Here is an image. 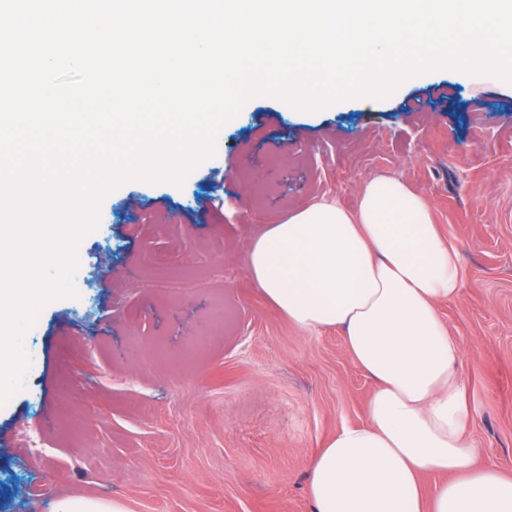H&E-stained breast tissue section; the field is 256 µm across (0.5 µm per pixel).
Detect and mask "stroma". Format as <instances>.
Wrapping results in <instances>:
<instances>
[{
	"label": "stroma",
	"instance_id": "stroma-1",
	"mask_svg": "<svg viewBox=\"0 0 512 512\" xmlns=\"http://www.w3.org/2000/svg\"><path fill=\"white\" fill-rule=\"evenodd\" d=\"M379 175L423 195L459 253L461 291L437 311L460 344L478 462L512 473V83L439 68L316 111L253 96L182 184L129 180L102 199L111 221L80 240L75 293L38 310L22 339L38 362L0 403V512L65 498L313 512L308 461L365 423L373 382L341 330L288 321L246 257L304 204L356 209ZM159 266L179 287H155Z\"/></svg>",
	"mask_w": 512,
	"mask_h": 512
}]
</instances>
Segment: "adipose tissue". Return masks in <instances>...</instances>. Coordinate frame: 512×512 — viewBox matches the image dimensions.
Masks as SVG:
<instances>
[{
	"mask_svg": "<svg viewBox=\"0 0 512 512\" xmlns=\"http://www.w3.org/2000/svg\"><path fill=\"white\" fill-rule=\"evenodd\" d=\"M247 264L289 321L342 328L352 362L375 382L366 423L309 460L314 512H512V474L476 461L460 345L437 312L460 291L456 253L423 196L382 176L356 211L304 205L256 240ZM430 474L449 480L429 494Z\"/></svg>",
	"mask_w": 512,
	"mask_h": 512,
	"instance_id": "adipose-tissue-1",
	"label": "adipose tissue"
}]
</instances>
